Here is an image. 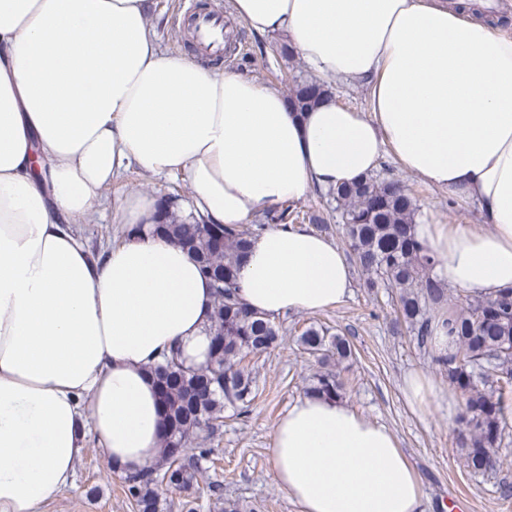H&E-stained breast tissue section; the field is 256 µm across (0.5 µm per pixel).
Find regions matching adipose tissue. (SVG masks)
Here are the masks:
<instances>
[{
  "mask_svg": "<svg viewBox=\"0 0 512 512\" xmlns=\"http://www.w3.org/2000/svg\"><path fill=\"white\" fill-rule=\"evenodd\" d=\"M284 36L320 78L367 86L369 113L284 95L160 51L147 0H0V512H43L72 485L86 438L134 471L161 452L147 370L206 362L209 281L148 234L153 197L122 201L130 241L89 254L72 230L129 167L180 176L196 213L234 225L370 173L383 155L477 202L488 231L423 218L437 277L490 298L512 286V34L448 0H229ZM351 267L326 237L277 225L253 239L238 294L271 316L336 305ZM411 406L454 411L422 372ZM271 463L300 512H425L421 479L385 427L303 397Z\"/></svg>",
  "mask_w": 512,
  "mask_h": 512,
  "instance_id": "1",
  "label": "adipose tissue"
}]
</instances>
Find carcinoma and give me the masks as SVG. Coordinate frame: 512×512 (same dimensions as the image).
I'll list each match as a JSON object with an SVG mask.
<instances>
[{"instance_id": "carcinoma-1", "label": "carcinoma", "mask_w": 512, "mask_h": 512, "mask_svg": "<svg viewBox=\"0 0 512 512\" xmlns=\"http://www.w3.org/2000/svg\"><path fill=\"white\" fill-rule=\"evenodd\" d=\"M327 96L326 82L312 79L297 85L288 102L294 111L307 112ZM329 195L342 209L343 236L364 276L363 287L373 295L381 288L396 289L395 325L405 326L421 349L430 346L438 327L447 329L448 352L434 353L433 361L462 397L456 445L473 474L494 470L501 452L512 446V287L493 298L452 302L447 285L434 273L437 256L415 237L414 197L398 181L370 173ZM299 219L300 212L287 203L266 212L261 224L222 227L167 208L151 225L150 233L193 257L214 289L215 302L208 361L186 367L173 357L149 368L162 408L159 459L135 473L113 467L136 512H163L165 487L192 489L215 452L205 441L188 449L193 436L201 430L215 435L227 408L242 416L252 407L258 386L245 358L269 353L279 328L275 318L244 306L237 275L259 232ZM296 343L321 366L306 394L342 398L354 355L348 337L310 324Z\"/></svg>"}]
</instances>
